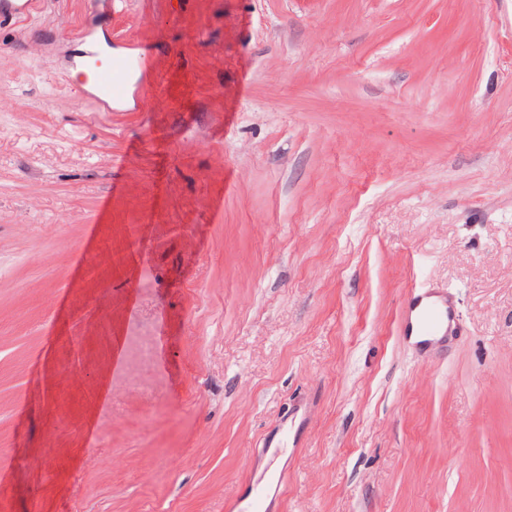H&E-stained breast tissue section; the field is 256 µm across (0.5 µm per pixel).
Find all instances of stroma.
<instances>
[{
    "mask_svg": "<svg viewBox=\"0 0 512 512\" xmlns=\"http://www.w3.org/2000/svg\"><path fill=\"white\" fill-rule=\"evenodd\" d=\"M295 416L275 512H512V0L0 22V512H232ZM141 72L145 67L144 59L139 55L133 60L124 56H110L105 63H100L88 72H83L85 82L90 83L95 93L91 96L96 100L102 97L112 103L122 102L129 92V78L132 65ZM437 297L438 299L422 302L425 298ZM455 313L448 305V299L442 295L433 293H419L414 296L409 304L406 316L407 333L414 331L418 336H443L448 335V323H454ZM439 340V341H440Z\"/></svg>",
    "mask_w": 512,
    "mask_h": 512,
    "instance_id": "obj_1",
    "label": "stroma"
}]
</instances>
